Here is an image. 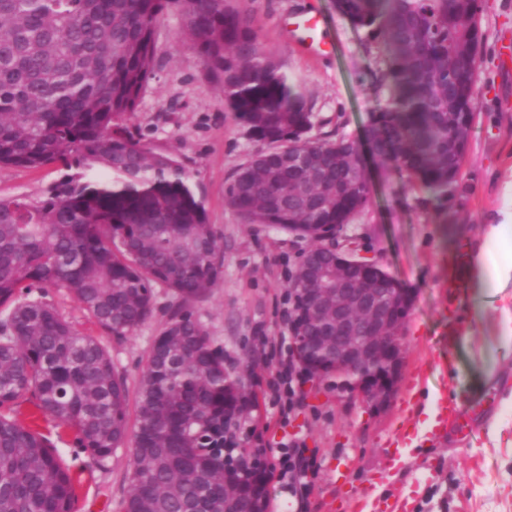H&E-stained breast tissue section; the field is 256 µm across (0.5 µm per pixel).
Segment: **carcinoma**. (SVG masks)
Segmentation results:
<instances>
[{
    "instance_id": "1",
    "label": "carcinoma",
    "mask_w": 512,
    "mask_h": 512,
    "mask_svg": "<svg viewBox=\"0 0 512 512\" xmlns=\"http://www.w3.org/2000/svg\"><path fill=\"white\" fill-rule=\"evenodd\" d=\"M239 0H0V166L60 164L36 198L0 196V512H73L76 488L50 441L7 412L29 392L104 460L128 436V388L100 340L23 297L67 289L108 336L135 332L162 286L185 304L224 263L203 200L179 160L128 125L153 70L157 23L178 16L179 45L224 88L263 148L235 171L226 204L248 224L286 231L274 205L310 181L314 231L347 225L368 203L349 183L351 140H312L305 95ZM388 46L368 138L410 181L444 194L460 173L480 104L479 0H336ZM244 401L204 327L176 313L139 379L124 512H234L224 487V412Z\"/></svg>"
}]
</instances>
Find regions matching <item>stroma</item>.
I'll list each match as a JSON object with an SVG mask.
<instances>
[{"label":"stroma","instance_id":"35a3bbf8","mask_svg":"<svg viewBox=\"0 0 512 512\" xmlns=\"http://www.w3.org/2000/svg\"><path fill=\"white\" fill-rule=\"evenodd\" d=\"M262 50L277 53L289 79L312 107L310 137L346 136L367 144L372 111L387 91L378 76L385 45L355 28L336 0H245ZM318 21L325 45L314 52L289 33L295 20ZM481 107L466 160L447 194L417 189L406 176L366 154L370 200L347 226L360 257L373 261L415 298L404 325V365L393 402L370 412L335 385L301 387L302 404L281 419L271 385L280 361L292 353L288 283L305 241L260 224L244 223L225 202L236 169L260 148L224 103L222 86L207 78L199 56L177 48L180 22H158L154 73L129 119L143 143L181 161L204 201L224 247V265L212 291L190 305L169 289L155 290L152 316L133 334L103 336L98 325L63 288H33L26 296L52 306L83 336L102 338L129 391H136L148 354L172 313L186 309L246 384L250 402L240 426L242 446L260 448L268 468L279 463L282 443L295 440L318 465L307 512H355L354 500L370 491L409 494L413 512H512V446L493 443L492 423L512 426V354L499 348L497 310L512 307V287L467 288L448 293V274L461 246L484 242L483 226L512 207L501 188L512 168V0H481ZM49 166L29 171L0 166V195L35 197L58 180ZM468 334L466 346L450 337ZM449 398L464 409L488 406L464 437L420 430L427 402ZM13 413L35 422L70 467L76 484L74 512H124L132 472L129 446L105 462L94 461L76 433L38 415L27 397ZM402 449L403 467L383 475L388 453Z\"/></svg>","mask_w":512,"mask_h":512}]
</instances>
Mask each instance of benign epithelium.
I'll return each mask as SVG.
<instances>
[{
	"label": "benign epithelium",
	"mask_w": 512,
	"mask_h": 512,
	"mask_svg": "<svg viewBox=\"0 0 512 512\" xmlns=\"http://www.w3.org/2000/svg\"><path fill=\"white\" fill-rule=\"evenodd\" d=\"M292 279L311 308L293 325V353L304 373L336 381L370 410L391 403L401 377L405 350L402 327L414 298L396 279L375 275L372 264L325 239L307 237ZM383 365L375 371L373 366ZM247 477L265 496L266 464L260 448L250 449Z\"/></svg>",
	"instance_id": "7a95c632"
}]
</instances>
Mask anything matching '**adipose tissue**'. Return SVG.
I'll use <instances>...</instances> for the list:
<instances>
[{
  "label": "adipose tissue",
  "instance_id": "adipose-tissue-1",
  "mask_svg": "<svg viewBox=\"0 0 512 512\" xmlns=\"http://www.w3.org/2000/svg\"><path fill=\"white\" fill-rule=\"evenodd\" d=\"M512 226V209L499 211L485 225L487 244L471 255V285L475 288H505L512 285V239L504 231Z\"/></svg>",
  "mask_w": 512,
  "mask_h": 512
}]
</instances>
